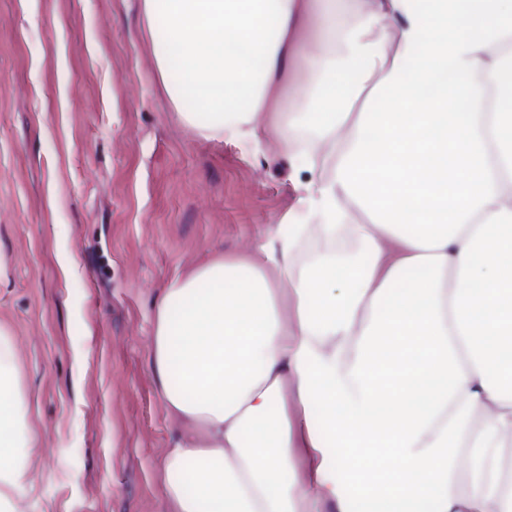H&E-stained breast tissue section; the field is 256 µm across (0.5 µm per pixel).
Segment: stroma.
<instances>
[{
    "instance_id": "1",
    "label": "stroma",
    "mask_w": 512,
    "mask_h": 512,
    "mask_svg": "<svg viewBox=\"0 0 512 512\" xmlns=\"http://www.w3.org/2000/svg\"><path fill=\"white\" fill-rule=\"evenodd\" d=\"M309 177L176 123L140 0H0V325L38 437L18 512H164L189 435L151 373L156 305L301 223Z\"/></svg>"
}]
</instances>
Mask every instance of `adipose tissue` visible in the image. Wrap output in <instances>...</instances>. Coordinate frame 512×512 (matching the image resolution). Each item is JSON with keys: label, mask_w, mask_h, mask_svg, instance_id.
Listing matches in <instances>:
<instances>
[{"label": "adipose tissue", "mask_w": 512, "mask_h": 512, "mask_svg": "<svg viewBox=\"0 0 512 512\" xmlns=\"http://www.w3.org/2000/svg\"><path fill=\"white\" fill-rule=\"evenodd\" d=\"M177 121L313 174L176 276L169 512H512V0H141ZM0 327V512L30 495Z\"/></svg>", "instance_id": "1"}]
</instances>
